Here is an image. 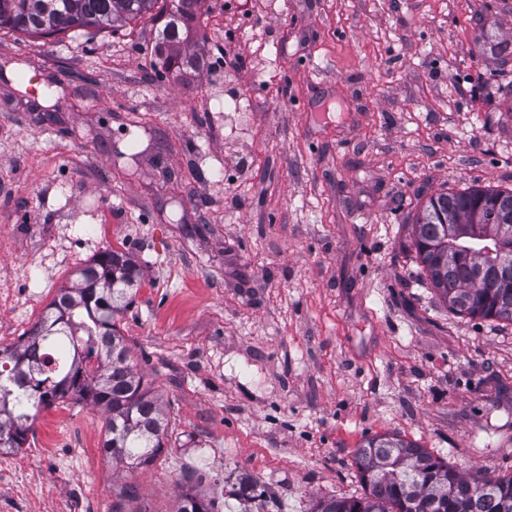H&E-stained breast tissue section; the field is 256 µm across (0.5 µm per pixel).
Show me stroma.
<instances>
[{
  "label": "stroma",
  "mask_w": 512,
  "mask_h": 512,
  "mask_svg": "<svg viewBox=\"0 0 512 512\" xmlns=\"http://www.w3.org/2000/svg\"><path fill=\"white\" fill-rule=\"evenodd\" d=\"M159 30L0 33V349L125 251L118 325L173 431L131 473L98 408L42 409L0 512H175L185 476L237 512L245 475L260 512H310L362 494L354 451L388 432L512 473V325L449 313L411 246L431 196L512 187V62L486 49L512 0H205L181 74Z\"/></svg>",
  "instance_id": "1"
}]
</instances>
